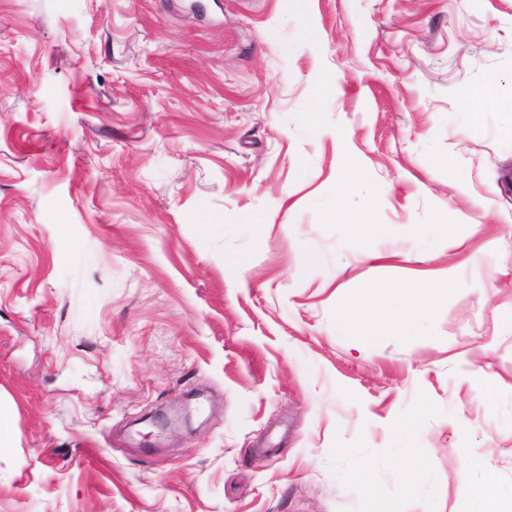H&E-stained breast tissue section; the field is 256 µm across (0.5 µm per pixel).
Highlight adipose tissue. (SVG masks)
Here are the masks:
<instances>
[{"instance_id":"1","label":"adipose tissue","mask_w":512,"mask_h":512,"mask_svg":"<svg viewBox=\"0 0 512 512\" xmlns=\"http://www.w3.org/2000/svg\"><path fill=\"white\" fill-rule=\"evenodd\" d=\"M403 303L394 309L384 307L378 297L357 293L351 296L337 315L336 331L341 336L374 335L379 327L407 336L412 330L413 316L433 303L434 290L420 280L409 279L401 285Z\"/></svg>"}]
</instances>
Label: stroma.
<instances>
[{
	"label": "stroma",
	"instance_id": "stroma-1",
	"mask_svg": "<svg viewBox=\"0 0 512 512\" xmlns=\"http://www.w3.org/2000/svg\"><path fill=\"white\" fill-rule=\"evenodd\" d=\"M191 2L0 0V512L512 498V0ZM351 234L362 242L364 252L369 257H375L373 249L375 241L388 235V225L374 223L350 224ZM404 301L395 309L384 307L377 296L357 293L351 296L337 315L336 332L340 336H375L380 326L390 332L411 335L414 313L433 304L434 289L420 280L409 279L401 283ZM13 440V415L10 409L0 403V464L8 463L9 450ZM462 492L471 498H473L478 505L475 512H510L512 510V501L510 510H500L499 498L497 497V489L492 481H488L484 489L480 491H474L470 487L464 485Z\"/></svg>",
	"mask_w": 512,
	"mask_h": 512
}]
</instances>
